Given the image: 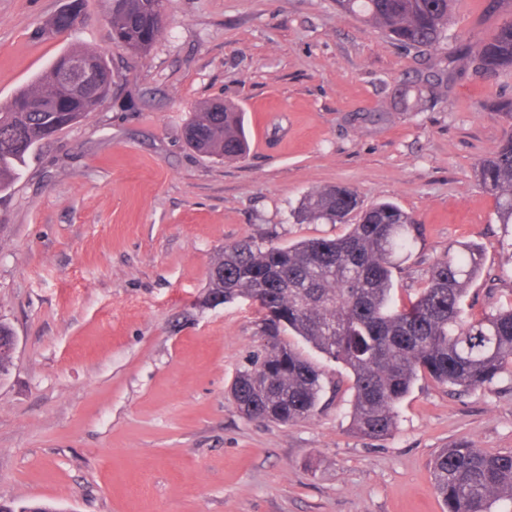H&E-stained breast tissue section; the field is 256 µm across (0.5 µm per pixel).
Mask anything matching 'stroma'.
<instances>
[{"mask_svg": "<svg viewBox=\"0 0 512 512\" xmlns=\"http://www.w3.org/2000/svg\"><path fill=\"white\" fill-rule=\"evenodd\" d=\"M66 0H0V104L65 50L106 55L112 94L42 141L0 193V320L17 349L0 380V501L60 512H446L431 462L470 444L512 451V378L466 393L419 380L391 436L351 428L343 367L323 373L311 418L240 413L229 387L261 343L256 304L207 300L225 246L286 245L346 227L298 221L317 187H355L423 227L395 273L422 288L458 243L485 253L465 314L512 304V234L474 176L506 126L485 110L512 76L471 70L407 111L403 85L435 50L407 49L336 0H165L145 55L112 42L104 0L50 39ZM512 19L491 0H455L449 46L491 39ZM244 113L246 158L190 149L202 102Z\"/></svg>", "mask_w": 512, "mask_h": 512, "instance_id": "stroma-1", "label": "stroma"}]
</instances>
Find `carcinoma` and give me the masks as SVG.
Here are the masks:
<instances>
[{
    "label": "carcinoma",
    "mask_w": 512,
    "mask_h": 512,
    "mask_svg": "<svg viewBox=\"0 0 512 512\" xmlns=\"http://www.w3.org/2000/svg\"><path fill=\"white\" fill-rule=\"evenodd\" d=\"M342 7L385 31L406 48H438L448 42L453 0H339ZM163 0H112L107 16L112 37L129 52L145 54L162 35L158 21ZM82 0H69L38 36L75 29ZM448 69H436L410 93L433 95L460 69L496 76L512 72V21L495 36L457 48ZM81 59L112 70L96 52L58 55L35 82L0 105V192L12 188L28 156L41 141L80 123L108 98L112 86L79 92L63 79L65 65ZM509 131L477 168L485 192L494 197L497 220L512 224V99L487 105ZM186 143L219 159L246 156L242 113L222 101L198 108L185 126ZM303 221L349 224L336 238L261 246L243 239L224 247L212 265L209 296L228 301L246 297L261 312V349L236 375L231 396L249 419L284 424L304 421L317 410L322 372L285 335L293 333L327 358L342 364L352 380L351 418L368 439L390 435L397 406L417 380L469 392L512 377V306L465 321L462 303L484 265L482 250L462 245L437 261L423 288L399 301L393 288L397 260L410 253L421 225L399 206L380 202L362 208L348 186L318 188L303 198ZM431 469L448 512H507L512 508V452L489 453L461 445L438 453ZM4 512H58L51 503L31 502Z\"/></svg>",
    "instance_id": "carcinoma-1"
}]
</instances>
